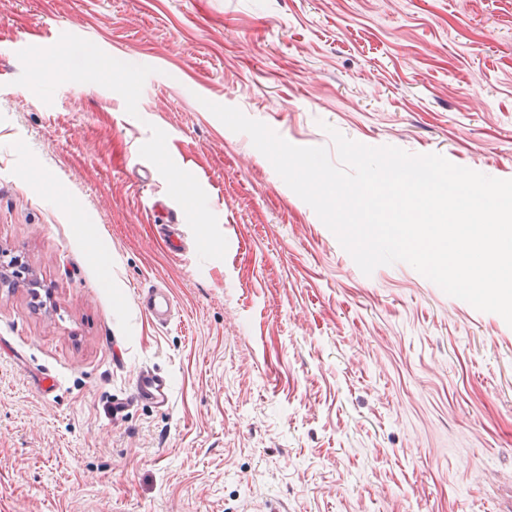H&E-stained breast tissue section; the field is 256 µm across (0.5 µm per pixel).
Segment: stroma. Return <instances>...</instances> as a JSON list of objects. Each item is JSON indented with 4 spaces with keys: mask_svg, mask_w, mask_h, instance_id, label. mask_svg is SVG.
<instances>
[{
    "mask_svg": "<svg viewBox=\"0 0 512 512\" xmlns=\"http://www.w3.org/2000/svg\"><path fill=\"white\" fill-rule=\"evenodd\" d=\"M209 101L512 179V0H0V512H512V327L364 275ZM140 306L161 324L167 323L172 310V298L167 289H148L140 297ZM171 393L170 380L148 370L137 374L134 384V397L136 399L150 400L157 405L169 404Z\"/></svg>",
    "mask_w": 512,
    "mask_h": 512,
    "instance_id": "stroma-1",
    "label": "stroma"
}]
</instances>
